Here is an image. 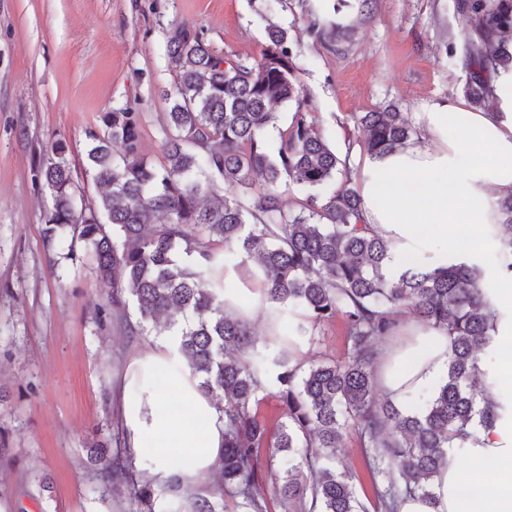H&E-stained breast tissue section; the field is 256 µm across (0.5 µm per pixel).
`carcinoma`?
Listing matches in <instances>:
<instances>
[{"label":"carcinoma","instance_id":"1","mask_svg":"<svg viewBox=\"0 0 512 512\" xmlns=\"http://www.w3.org/2000/svg\"><path fill=\"white\" fill-rule=\"evenodd\" d=\"M456 12L464 32L463 95L476 109L495 108L492 77L512 72V0H457ZM266 38L251 61L213 52L188 28L171 34L176 83L167 97L162 167L139 157L132 113L116 112L111 139L124 145V155L116 157L95 134L87 154L88 172L106 188L96 200L77 208L61 146L37 174L53 196L42 238L49 267L76 261L78 242L88 248L97 278L112 284V302L122 305L127 292L134 300L140 321L131 335L163 325L199 391L224 414L217 495L184 483L188 456L163 484L138 481L122 439H114L115 449L99 455L98 471L104 483L127 487L128 512H156L163 495L173 512H223L218 499L226 496L241 512H267L270 493L299 512H398L403 499L432 495L447 449L463 446L472 427L503 418L505 407L486 396L476 367L478 353L499 346L482 268L466 258L433 269L403 259L391 271V244L364 222L360 196L346 181L330 188L336 175H348V163L314 125L298 112L277 147L269 146L265 132L278 122L273 106L300 107L304 95L288 29L271 23ZM354 123L372 158L414 135L394 109L364 112ZM256 176L267 188L247 205L236 190ZM217 178L225 194L204 201ZM283 182L306 191L293 211L277 192ZM494 209L504 232L500 274L512 280V194ZM228 254L258 261L280 339L312 342L319 327L339 317L344 357L300 364L284 353L258 354L249 324L224 311ZM290 305L303 308L305 323L290 321ZM404 306L449 338L447 375L419 413L378 397L381 343L399 334ZM274 384L285 421L273 438L258 405ZM347 430L358 437L372 478L367 504L351 475L336 468ZM265 448L300 458L271 473L269 488L254 478Z\"/></svg>","mask_w":512,"mask_h":512}]
</instances>
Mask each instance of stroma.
Masks as SVG:
<instances>
[{
	"instance_id": "35a3bbf8",
	"label": "stroma",
	"mask_w": 512,
	"mask_h": 512,
	"mask_svg": "<svg viewBox=\"0 0 512 512\" xmlns=\"http://www.w3.org/2000/svg\"><path fill=\"white\" fill-rule=\"evenodd\" d=\"M314 16L328 35L308 34ZM270 20L288 29L304 104L275 105L269 145L300 110L356 173L366 155L355 147V115L393 104L411 120L461 92L464 73L445 52L462 41L456 0H373L366 9L351 0L339 13L333 0H0V446L10 453L0 512H127L124 490L97 478L90 448L120 433L114 385L157 337L129 334L137 309L113 306L89 250L64 277L50 270L41 240L52 198L37 169L63 145L77 196L96 199L103 188L85 172L87 152L123 111L138 119L140 157L164 165L172 32L186 27L217 53L253 59ZM103 308L112 311L104 324ZM343 352L337 322L292 354L302 363ZM336 461L370 499L354 434Z\"/></svg>"
}]
</instances>
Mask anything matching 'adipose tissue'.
I'll return each instance as SVG.
<instances>
[{
	"mask_svg": "<svg viewBox=\"0 0 512 512\" xmlns=\"http://www.w3.org/2000/svg\"><path fill=\"white\" fill-rule=\"evenodd\" d=\"M499 113L477 112L456 97L432 103L416 120L420 139L366 163L358 177L366 223L388 240L396 257L437 268L472 255L473 225L494 223L493 197L512 194V75L496 82ZM224 309L242 319L265 310L258 268H227ZM448 370V336L427 326L405 328L386 349L379 385L395 401L424 390ZM167 372L186 410L175 416L153 383ZM118 411L127 451L154 482H163L185 450L194 462L184 473L195 485L216 470L224 443V417L197 388L172 345L134 357L118 388ZM208 421L198 430L195 417ZM495 463L494 489L466 487L462 464L483 469ZM399 512H512V418L478 429L466 449H449L431 498L413 497Z\"/></svg>",
	"mask_w": 512,
	"mask_h": 512,
	"instance_id": "1",
	"label": "adipose tissue"
}]
</instances>
